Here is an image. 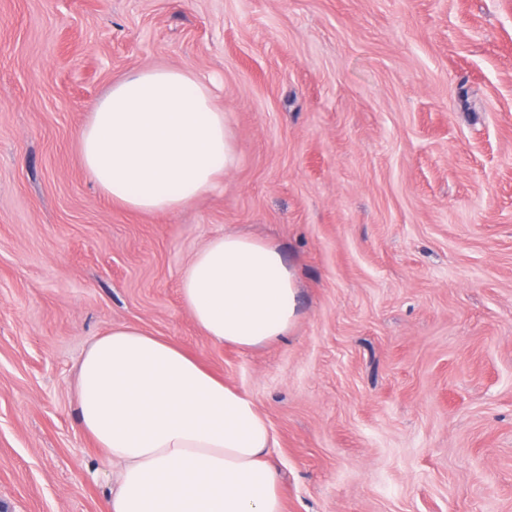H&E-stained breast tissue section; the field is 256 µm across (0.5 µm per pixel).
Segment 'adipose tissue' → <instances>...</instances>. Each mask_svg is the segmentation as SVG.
Masks as SVG:
<instances>
[{"instance_id": "ef3b65f1", "label": "adipose tissue", "mask_w": 512, "mask_h": 512, "mask_svg": "<svg viewBox=\"0 0 512 512\" xmlns=\"http://www.w3.org/2000/svg\"><path fill=\"white\" fill-rule=\"evenodd\" d=\"M77 141L101 192L140 213L187 207L236 161L209 81L182 68L114 81ZM180 292L204 336L242 349L288 335L298 318L294 268L247 235L208 239L182 268ZM75 393L81 429L113 468L103 512H284L267 420L178 346L107 328L82 354Z\"/></svg>"}]
</instances>
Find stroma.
Masks as SVG:
<instances>
[{"mask_svg": "<svg viewBox=\"0 0 512 512\" xmlns=\"http://www.w3.org/2000/svg\"><path fill=\"white\" fill-rule=\"evenodd\" d=\"M146 65L214 78L236 162L191 207L103 196L77 132ZM249 234L284 339L204 336L179 276ZM250 397L285 512H512V0H0V503L101 512L79 359L111 326Z\"/></svg>", "mask_w": 512, "mask_h": 512, "instance_id": "obj_1", "label": "stroma"}]
</instances>
